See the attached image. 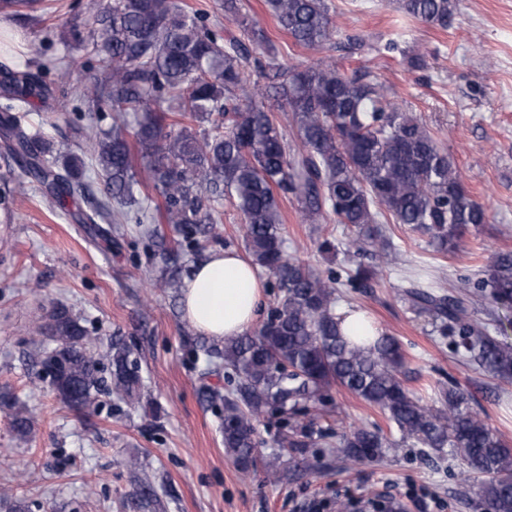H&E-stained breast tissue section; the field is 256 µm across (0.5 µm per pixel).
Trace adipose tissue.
Wrapping results in <instances>:
<instances>
[{
  "label": "adipose tissue",
  "mask_w": 512,
  "mask_h": 512,
  "mask_svg": "<svg viewBox=\"0 0 512 512\" xmlns=\"http://www.w3.org/2000/svg\"><path fill=\"white\" fill-rule=\"evenodd\" d=\"M264 281L237 252L215 251L199 263L183 290V313L215 342L246 333L255 323Z\"/></svg>",
  "instance_id": "1"
}]
</instances>
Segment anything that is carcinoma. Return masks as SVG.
<instances>
[{"label":"carcinoma","mask_w":512,"mask_h":512,"mask_svg":"<svg viewBox=\"0 0 512 512\" xmlns=\"http://www.w3.org/2000/svg\"><path fill=\"white\" fill-rule=\"evenodd\" d=\"M264 6L296 46L320 49L336 33L326 0H264ZM87 7L94 28L85 36L73 32L78 54L67 57L65 70L85 71L73 92L111 113L110 127L89 122L66 151L54 150L19 111V104L33 98L54 97L53 88L38 73L12 72L0 87V149L39 184L51 208L89 192L83 156H90L104 183L103 197L79 211L76 221L93 225L94 235L106 241L122 235L124 207L139 204L138 160L164 199L165 222L188 236L197 226L213 231L224 219V201L230 202L245 226L251 263L268 270L279 288L278 306L256 334L200 346L231 384L215 397L224 408V449L238 470L248 474L261 463L270 477H279L280 457L257 456L255 422L269 412L286 417L280 445L302 454V438L314 425L308 405L323 402L325 389L337 385L378 409L401 441L450 449L467 471L482 477L487 512H512V447L469 408L465 393L455 386L435 388L428 405L406 389L398 341L383 333H345L336 314L338 279L321 277L283 250L281 201L290 194L310 223L331 212L338 223L358 228L353 245L359 252L370 241L387 250L377 227L385 216L429 236L439 253L456 249L466 230L488 223V215L431 132L365 74L348 76L329 61L301 71L283 67L270 37L242 16L239 0H224V16L266 45L265 54L252 60L241 39L224 36L220 23L175 0H110L105 6L90 0ZM401 8L445 29L453 3L401 0ZM85 55L96 66H88ZM257 73L279 79L299 144L290 145L259 104L267 89L254 79ZM185 121L201 131L188 130ZM408 283L405 296L433 317V331L452 336L455 350L500 388L511 387L512 342L505 330L493 336L470 319L465 295L472 286L486 290L496 308L512 311V252L498 253L475 284L460 282L457 296L439 293L420 276ZM32 332L49 335L52 346L38 364L75 411L96 408L103 391L123 401L138 397L139 368L130 347L112 344L105 382L94 340L63 304L53 303L48 321ZM0 406L9 411L18 438L27 440L33 426L29 407L7 390L0 392ZM396 446L382 428L362 426L336 435L332 452L342 461H363ZM128 465L141 476L127 508L160 503L139 458H129Z\"/></svg>","instance_id":"obj_1"}]
</instances>
